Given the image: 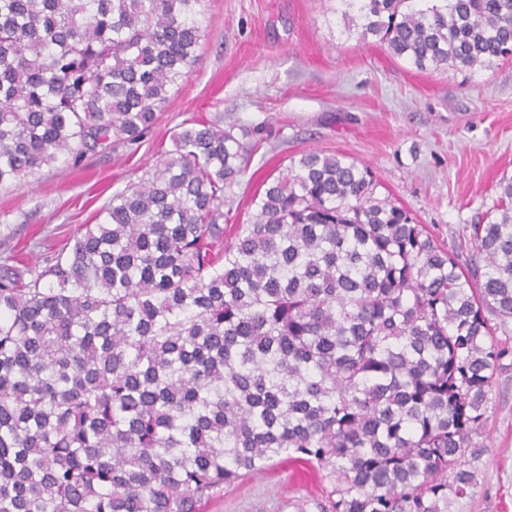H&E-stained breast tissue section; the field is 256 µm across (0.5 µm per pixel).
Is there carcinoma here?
I'll list each match as a JSON object with an SVG mask.
<instances>
[{
  "mask_svg": "<svg viewBox=\"0 0 512 512\" xmlns=\"http://www.w3.org/2000/svg\"><path fill=\"white\" fill-rule=\"evenodd\" d=\"M202 0H0V185L134 144L198 60ZM419 69L512 53V0H337ZM22 282L0 272V512H205L276 459L316 512H448L508 350L512 182L439 244L365 165L302 154L224 240L256 145L211 121Z\"/></svg>",
  "mask_w": 512,
  "mask_h": 512,
  "instance_id": "1",
  "label": "carcinoma"
}]
</instances>
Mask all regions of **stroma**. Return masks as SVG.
I'll return each mask as SVG.
<instances>
[{
    "instance_id": "1",
    "label": "stroma",
    "mask_w": 512,
    "mask_h": 512,
    "mask_svg": "<svg viewBox=\"0 0 512 512\" xmlns=\"http://www.w3.org/2000/svg\"><path fill=\"white\" fill-rule=\"evenodd\" d=\"M197 65L140 143L43 167L0 187V265L45 264L97 221L123 190L172 150L178 125L201 118L251 132L260 147L225 203L246 223L266 179L301 154L368 165L377 194L468 252L470 227L512 179V59L487 67L419 70L376 40L359 41L336 0H203ZM489 393L476 484L451 512H512V323ZM324 482L299 462L245 475L207 512H297Z\"/></svg>"
}]
</instances>
